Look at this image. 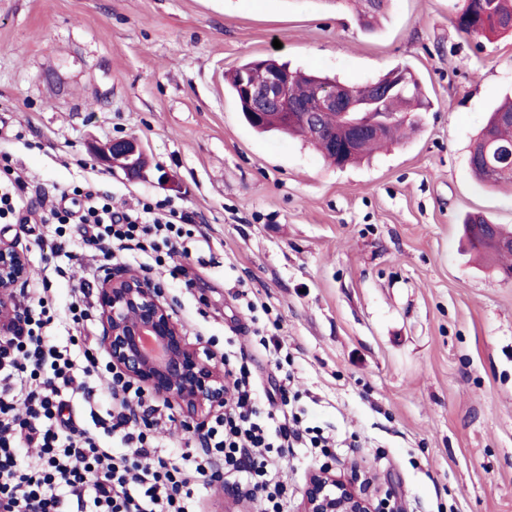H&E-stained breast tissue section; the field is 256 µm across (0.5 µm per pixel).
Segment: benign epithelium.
I'll return each instance as SVG.
<instances>
[{"label":"benign epithelium","mask_w":512,"mask_h":512,"mask_svg":"<svg viewBox=\"0 0 512 512\" xmlns=\"http://www.w3.org/2000/svg\"><path fill=\"white\" fill-rule=\"evenodd\" d=\"M288 73L272 70L262 83L243 80L241 104L251 121L274 120L286 125L301 121L307 132L323 137L342 157L352 145L367 135H378L394 122L382 111L383 102L397 92L399 82L374 86L372 98L359 103L342 83L315 85L303 103L291 100ZM338 112L341 136L326 130L324 116ZM121 145L126 156L141 153L132 139L113 140L95 147L98 160L112 167L113 147ZM26 250L16 244L0 243V335L11 334L19 324L21 308L16 304L29 279ZM101 348L111 369L152 398L174 406L183 428L199 430L205 418L224 410L227 376L223 361L211 346L190 338L177 318L173 302L162 283L148 275H132L125 270L104 268L98 292ZM372 479L351 467V475L336 473L330 465L309 471L297 512H385L389 501L368 492Z\"/></svg>","instance_id":"benign-epithelium-1"}]
</instances>
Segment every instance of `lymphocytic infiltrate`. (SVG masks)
<instances>
[{
	"label": "lymphocytic infiltrate",
	"instance_id": "lymphocytic-infiltrate-1",
	"mask_svg": "<svg viewBox=\"0 0 512 512\" xmlns=\"http://www.w3.org/2000/svg\"><path fill=\"white\" fill-rule=\"evenodd\" d=\"M77 208L60 207V224H84L87 244L106 259L136 252L182 253L188 217L163 203L139 202L113 209L91 188H74ZM54 310L47 299L26 309L24 325L0 344V512H66L65 493L78 496V512H190L195 486L244 479L262 512H285L288 483L282 461L289 449L335 455V437L310 434L294 411L275 416L276 402H262L247 362L225 359L228 400L203 437L202 453L162 455L150 425L131 417L142 401L139 388L112 377L116 410L111 429L120 449L101 446L97 437L63 418L62 393L90 400L76 380L69 353L50 341Z\"/></svg>",
	"mask_w": 512,
	"mask_h": 512
}]
</instances>
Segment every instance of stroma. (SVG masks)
Segmentation results:
<instances>
[{
	"label": "stroma",
	"instance_id": "stroma-1",
	"mask_svg": "<svg viewBox=\"0 0 512 512\" xmlns=\"http://www.w3.org/2000/svg\"><path fill=\"white\" fill-rule=\"evenodd\" d=\"M459 5L391 0L367 30L345 0H0V154L29 202L0 242L49 278L54 344L102 356L105 259L82 225L48 222L52 202L77 186L117 206L168 202L194 219L188 257L152 272L178 318L217 353L246 354L274 395L262 341L277 337L291 407L345 443L338 471L367 470L393 512H512V280L476 260L462 226L480 213L512 227V190L483 186L469 162L512 97V36H460ZM266 58L353 85L407 66L429 104L400 142L339 168L244 120L226 77ZM120 138L142 146L138 178L91 149ZM77 297L79 333L65 316ZM86 382L79 424L111 443V376ZM194 510L259 507L216 482Z\"/></svg>",
	"mask_w": 512,
	"mask_h": 512
}]
</instances>
